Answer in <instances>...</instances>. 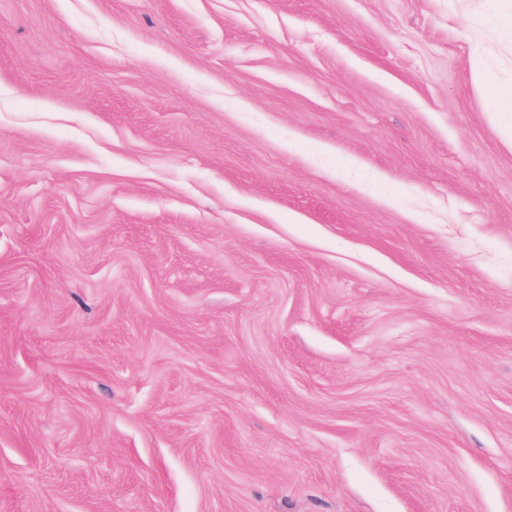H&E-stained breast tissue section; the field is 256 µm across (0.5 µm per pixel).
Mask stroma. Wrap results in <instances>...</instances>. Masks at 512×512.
Here are the masks:
<instances>
[{
	"mask_svg": "<svg viewBox=\"0 0 512 512\" xmlns=\"http://www.w3.org/2000/svg\"><path fill=\"white\" fill-rule=\"evenodd\" d=\"M498 0H0V512H512Z\"/></svg>",
	"mask_w": 512,
	"mask_h": 512,
	"instance_id": "1",
	"label": "stroma"
}]
</instances>
